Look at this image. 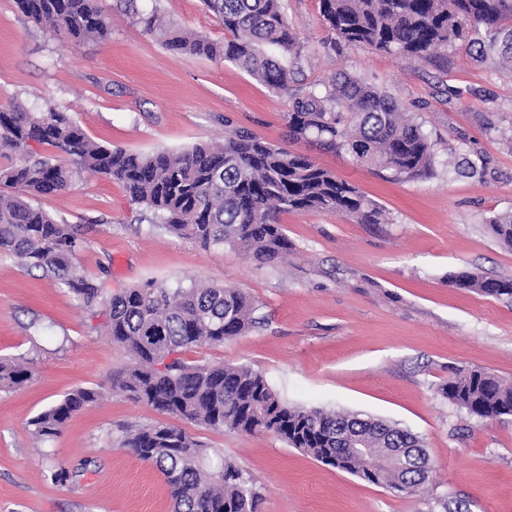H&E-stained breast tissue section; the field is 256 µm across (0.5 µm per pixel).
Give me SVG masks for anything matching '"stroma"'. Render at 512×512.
<instances>
[{
	"mask_svg": "<svg viewBox=\"0 0 512 512\" xmlns=\"http://www.w3.org/2000/svg\"><path fill=\"white\" fill-rule=\"evenodd\" d=\"M112 16L103 41H74L0 0V108L68 113L96 142L152 154L217 140L225 120L308 154L384 212L358 224L328 212L280 217L293 244L287 262L260 266L229 246L202 248L129 203L122 186L85 176L64 196L37 198L84 240L78 263L105 293L148 282H197L246 291L260 322L224 344L185 351L191 364L247 365L288 403L359 413L419 435L434 464L420 493L362 481L289 447L277 436L185 424L209 452L223 453L254 482L257 512H512V416L484 421L445 399L452 369H482L512 382V302L449 286L450 272L512 276V249L487 224L512 211V73L453 45L430 61L333 45L319 0H282L307 48L294 93L323 88L338 72L385 91L436 145L434 176L398 181L313 142L289 143L287 97L230 62L190 58ZM169 20L223 41L202 0H138ZM472 160L469 176L455 163ZM101 318L41 270L0 253V360L27 362L30 379L0 389V512H171L164 476L121 440L162 422L120 393L112 375L130 362ZM105 388L42 443L32 419L79 388ZM70 471L63 484L49 474Z\"/></svg>",
	"mask_w": 512,
	"mask_h": 512,
	"instance_id": "stroma-1",
	"label": "stroma"
}]
</instances>
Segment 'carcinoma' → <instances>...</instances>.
Returning <instances> with one entry per match:
<instances>
[{"mask_svg":"<svg viewBox=\"0 0 512 512\" xmlns=\"http://www.w3.org/2000/svg\"><path fill=\"white\" fill-rule=\"evenodd\" d=\"M148 34L173 51L237 65L270 89L288 94L293 71L265 52L274 46L299 60L304 43L288 23L281 0H203L224 26V42L168 26L137 0H117ZM19 11L48 32L75 40H103L111 18L93 0H16ZM326 29L338 44L426 61L459 43L474 57L512 71V0H320ZM289 139L315 141L346 152L400 180L433 174L434 144L422 125L391 96L341 73L324 89L289 97ZM224 142L181 152L140 154L92 140L66 113L0 109V251L60 281L89 312L103 317L112 344L131 362L112 379V390L153 410L198 426L249 435L273 434L315 460L366 482L415 494L433 467L419 457L395 462V449L424 451L416 434L386 420L290 406L265 378L245 365L189 364L184 351L220 345L255 322L256 305L240 288H163L152 283L104 295L77 262L83 240L31 203L68 192L86 175L120 184L130 204L161 217L169 230L204 247L228 245L261 265L285 261L291 242L283 213L325 211L358 224L381 223L382 210L354 185L307 154L270 144L224 120ZM49 148L45 156L30 143ZM498 242L512 249V212L489 220ZM448 284L499 300H512V277L469 270L448 274ZM30 378L21 362L0 361V387ZM440 390L449 402L480 419L512 415V384L478 369H458ZM104 393L80 388L31 421L41 440L58 436L71 417ZM121 445L154 466L170 490L172 512H255L253 481L235 464L166 423L126 431Z\"/></svg>","mask_w":512,"mask_h":512,"instance_id":"cac0c4a2","label":"carcinoma"}]
</instances>
